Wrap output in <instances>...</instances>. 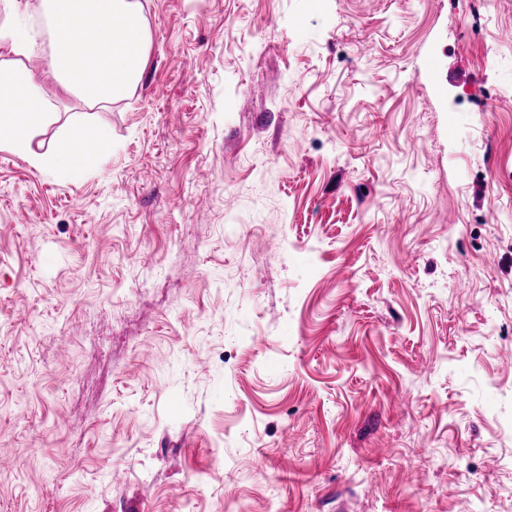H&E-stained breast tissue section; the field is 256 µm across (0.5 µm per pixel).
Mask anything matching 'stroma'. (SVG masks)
<instances>
[{"label": "stroma", "instance_id": "obj_1", "mask_svg": "<svg viewBox=\"0 0 512 512\" xmlns=\"http://www.w3.org/2000/svg\"><path fill=\"white\" fill-rule=\"evenodd\" d=\"M141 3L0 152V512H512V0Z\"/></svg>", "mask_w": 512, "mask_h": 512}]
</instances>
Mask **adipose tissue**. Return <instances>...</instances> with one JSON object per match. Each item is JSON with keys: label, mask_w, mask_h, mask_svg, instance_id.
<instances>
[{"label": "adipose tissue", "mask_w": 512, "mask_h": 512, "mask_svg": "<svg viewBox=\"0 0 512 512\" xmlns=\"http://www.w3.org/2000/svg\"><path fill=\"white\" fill-rule=\"evenodd\" d=\"M45 28L36 27L26 0H0V150L23 157L41 173L74 176L96 169L112 150L101 122L71 124L46 149L33 134L48 119L50 101L32 61L42 57L62 90L100 112L135 86L151 35L140 0H42ZM94 42L73 47L86 31Z\"/></svg>", "instance_id": "1"}]
</instances>
